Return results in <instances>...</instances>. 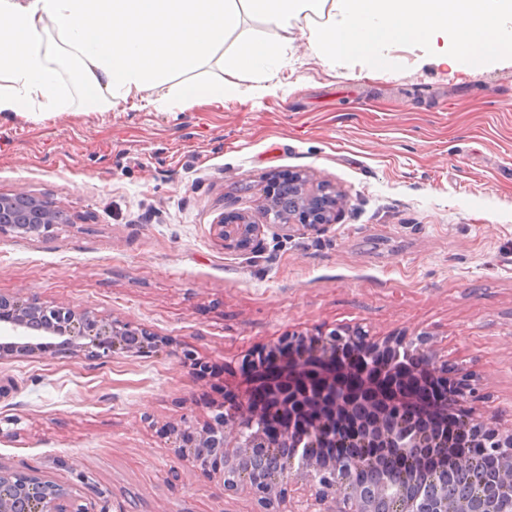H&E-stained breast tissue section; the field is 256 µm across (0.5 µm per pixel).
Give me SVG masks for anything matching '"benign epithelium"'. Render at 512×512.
Listing matches in <instances>:
<instances>
[{
    "mask_svg": "<svg viewBox=\"0 0 512 512\" xmlns=\"http://www.w3.org/2000/svg\"><path fill=\"white\" fill-rule=\"evenodd\" d=\"M297 194L276 196L277 185L262 189L260 214L276 205L281 224L313 229L334 224L342 201L333 189L302 173H288ZM67 213L24 191L0 196V234L32 241L53 236ZM262 225L251 216L222 215L211 230L226 250L253 251ZM0 349L10 353L60 351L102 363L118 352H147L157 337L147 328L91 311L0 295ZM397 352L386 364L376 362L377 346L360 326H332L318 335L283 337L270 350L271 363L252 357L232 403L215 406L213 419L200 427L167 430L176 453L190 457L202 470L220 473L224 491L247 490L261 507L275 505L286 486L300 483L315 499L336 502L334 512H512V497H493L486 481L470 482L463 492L448 491V466L472 469L479 448L502 461L494 482L512 487V433L501 436L466 411L477 437L448 430V405L473 394L469 385L448 387V399H423L431 379L444 380L448 368L435 362L428 338L395 339ZM252 434L246 435L245 429ZM372 450L375 478L361 482L350 466L356 457H323L318 448ZM443 448H456L452 457ZM406 459L409 470L388 472L383 460ZM0 512H83L69 488L38 474L0 467Z\"/></svg>",
    "mask_w": 512,
    "mask_h": 512,
    "instance_id": "obj_1",
    "label": "benign epithelium"
}]
</instances>
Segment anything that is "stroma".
Instances as JSON below:
<instances>
[{
    "label": "stroma",
    "instance_id": "1",
    "mask_svg": "<svg viewBox=\"0 0 512 512\" xmlns=\"http://www.w3.org/2000/svg\"><path fill=\"white\" fill-rule=\"evenodd\" d=\"M441 48L328 65L299 33L274 92L243 73L217 105L1 115L0 195L73 221L40 242L0 235V294L142 325L211 372L165 347L0 356V466L68 486L84 512H259L164 428L208 421L254 353L335 324L429 333L468 407L512 432V60L474 69ZM287 171L336 187L337 222L221 249L211 224L256 213Z\"/></svg>",
    "mask_w": 512,
    "mask_h": 512
}]
</instances>
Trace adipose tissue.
<instances>
[{
	"label": "adipose tissue",
	"mask_w": 512,
	"mask_h": 512,
	"mask_svg": "<svg viewBox=\"0 0 512 512\" xmlns=\"http://www.w3.org/2000/svg\"><path fill=\"white\" fill-rule=\"evenodd\" d=\"M316 0H0V115L60 114L71 104L56 62L76 63L90 110L109 112L139 98L164 109L168 96L223 101L234 75L275 79L280 51L294 32L307 34L323 61L362 57L386 64L383 47L433 38L479 67L512 56V0H340L339 18H311ZM261 17L272 38L237 40L221 59L220 78L186 81L223 48L242 15ZM57 42H50V29ZM218 57V56H217Z\"/></svg>",
	"instance_id": "1"
}]
</instances>
